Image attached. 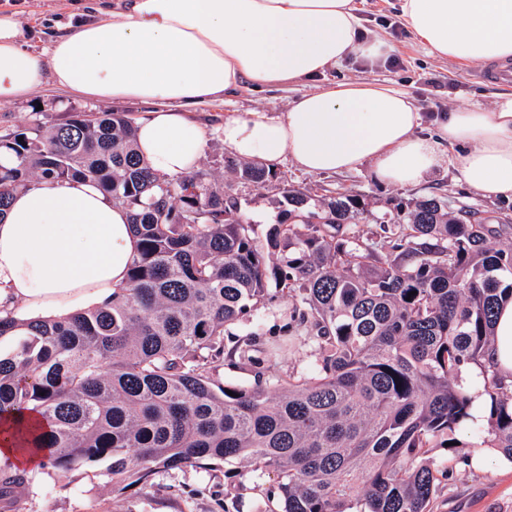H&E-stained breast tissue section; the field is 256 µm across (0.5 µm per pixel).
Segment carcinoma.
Returning <instances> with one entry per match:
<instances>
[{"label": "carcinoma", "mask_w": 512, "mask_h": 512, "mask_svg": "<svg viewBox=\"0 0 512 512\" xmlns=\"http://www.w3.org/2000/svg\"><path fill=\"white\" fill-rule=\"evenodd\" d=\"M0 150L14 158L0 164V216L41 177L91 179L130 211L140 241L126 287L102 305L53 322L0 316V339L13 337L0 354V416L46 422L18 442L42 466L103 463L123 491L162 469L238 458L249 475L277 476L267 498L279 512H433L453 473L431 466L430 449L465 466L466 432L512 461V379L485 363L495 309L512 298V244L477 209L423 198L378 241L351 229L358 196L313 213L288 190L262 242L231 185L203 170L156 175L115 112L23 126L0 134ZM231 170L260 187L277 178L258 162ZM282 240L288 255L267 266ZM270 278L291 298L284 338L231 333L254 318ZM308 344L306 371L276 372ZM218 363L253 368L254 384L215 383ZM468 365L483 369L485 425L470 422ZM31 479L0 465V495Z\"/></svg>", "instance_id": "carcinoma-1"}]
</instances>
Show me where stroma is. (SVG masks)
Here are the masks:
<instances>
[{
    "mask_svg": "<svg viewBox=\"0 0 512 512\" xmlns=\"http://www.w3.org/2000/svg\"><path fill=\"white\" fill-rule=\"evenodd\" d=\"M112 0H0V12L17 13L25 33V48L38 50L58 32L96 17L99 9ZM359 14L368 35L389 42V61L366 65L351 59L315 79L272 91L241 89L218 104L198 106L199 117L210 126H218L229 112H282L300 94L342 81H371L405 91L422 114L452 112L476 104L491 107L502 85L483 80L484 65L458 63L429 56L399 22L398 0H357ZM146 103L119 104L94 102L67 95L45 85L36 95L0 105V133L38 119L56 123L71 112L124 113L137 120L149 111ZM229 153L217 135H210L200 162L216 179L231 182L243 212L254 227L257 238L279 220L285 209L284 192L297 189L307 194L308 209L320 211L325 198L354 194L365 206L355 224L362 234L379 232L381 225L397 223L402 210L423 197H440L452 208L472 206L487 223L497 226L499 239L512 242V221L502 225L498 219L512 218V201L481 198L466 185L456 182L452 169L440 165L415 187L382 185L367 171L345 174H306L289 159L275 166L277 181L257 187L235 180L227 162ZM430 460L440 469L453 472L452 480L443 482L434 503V512H512V466L490 448L485 468L477 472L458 466L454 457L442 448L432 449ZM239 462L221 464L214 469L187 467L155 475L151 487L120 494L112 489V480L103 468H81L66 473L37 469L31 482L17 490L15 499L1 498L0 512H274L275 502L266 498L275 483L274 475L237 481Z\"/></svg>",
    "mask_w": 512,
    "mask_h": 512,
    "instance_id": "stroma-1",
    "label": "stroma"
}]
</instances>
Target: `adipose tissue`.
Returning <instances> with one entry per match:
<instances>
[{
	"label": "adipose tissue",
	"instance_id": "1",
	"mask_svg": "<svg viewBox=\"0 0 512 512\" xmlns=\"http://www.w3.org/2000/svg\"><path fill=\"white\" fill-rule=\"evenodd\" d=\"M403 22L428 54L512 66V0H400ZM15 13H0V102L45 80L99 102L140 101L138 152L175 180L194 171L210 131L192 106L225 93L309 80L357 57L374 64L391 45L367 36L355 0H113L111 9L26 49ZM402 91L340 82L283 112L225 115L218 135L235 157L289 158L308 173L368 169L373 180L420 184L449 162L484 198L512 201V91L491 108L435 115L428 133ZM138 250L129 212L88 180L39 179L0 217V307L56 319L111 299ZM490 361L512 376V299L495 321Z\"/></svg>",
	"mask_w": 512,
	"mask_h": 512
}]
</instances>
